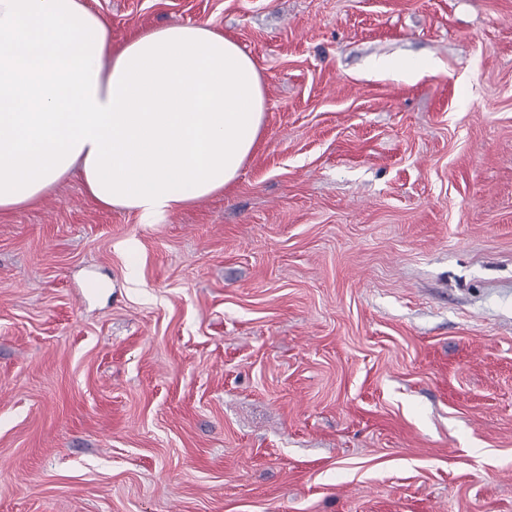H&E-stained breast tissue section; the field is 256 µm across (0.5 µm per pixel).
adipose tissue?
I'll list each match as a JSON object with an SVG mask.
<instances>
[{
  "label": "adipose tissue",
  "instance_id": "adipose-tissue-1",
  "mask_svg": "<svg viewBox=\"0 0 512 512\" xmlns=\"http://www.w3.org/2000/svg\"><path fill=\"white\" fill-rule=\"evenodd\" d=\"M265 112L253 58L209 24L116 46L81 0H0V212L76 172L159 223L235 181Z\"/></svg>",
  "mask_w": 512,
  "mask_h": 512
}]
</instances>
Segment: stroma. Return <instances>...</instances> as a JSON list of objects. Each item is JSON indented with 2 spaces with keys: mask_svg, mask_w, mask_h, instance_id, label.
<instances>
[{
  "mask_svg": "<svg viewBox=\"0 0 512 512\" xmlns=\"http://www.w3.org/2000/svg\"><path fill=\"white\" fill-rule=\"evenodd\" d=\"M86 2L268 109L161 223L0 213V512H512V0Z\"/></svg>",
  "mask_w": 512,
  "mask_h": 512,
  "instance_id": "1",
  "label": "stroma"
}]
</instances>
